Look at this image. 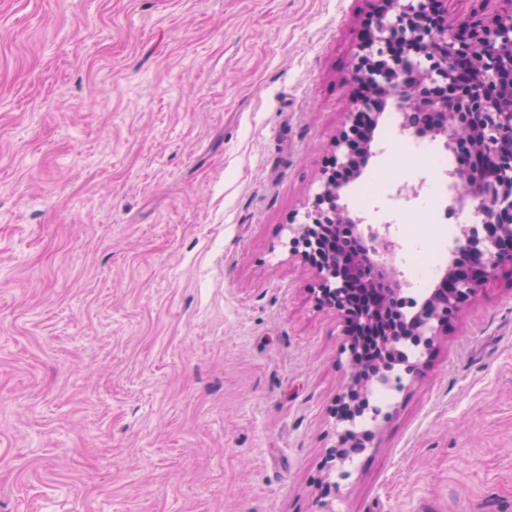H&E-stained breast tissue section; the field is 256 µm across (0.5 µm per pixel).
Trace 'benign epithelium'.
<instances>
[{"label": "benign epithelium", "mask_w": 512, "mask_h": 512, "mask_svg": "<svg viewBox=\"0 0 512 512\" xmlns=\"http://www.w3.org/2000/svg\"><path fill=\"white\" fill-rule=\"evenodd\" d=\"M371 21L361 34L354 66L357 90L350 123L336 135L334 156L323 172L322 189L303 224H290L293 243L339 235L341 248L321 259L301 252L323 280L321 302L346 323L352 367L346 392L382 380L397 346L409 337L429 347L439 330L499 267L512 265V0L490 18L471 16L448 26V0H375ZM401 113L402 129L429 135L463 156L450 172L454 195L448 208L466 201L481 217L483 238L462 229L452 259L433 289L417 302L415 314L385 330L381 355L368 363L357 352L355 330L395 313L403 289L391 267L395 247L391 225L374 228L350 215L342 203L348 184L336 172L358 177L374 156L378 118L386 107ZM422 113L431 125L411 117ZM365 432L349 435L330 459L344 462Z\"/></svg>", "instance_id": "7a95c632"}]
</instances>
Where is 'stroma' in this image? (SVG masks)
<instances>
[{
  "label": "stroma",
  "mask_w": 512,
  "mask_h": 512,
  "mask_svg": "<svg viewBox=\"0 0 512 512\" xmlns=\"http://www.w3.org/2000/svg\"><path fill=\"white\" fill-rule=\"evenodd\" d=\"M374 0H0V512H512V266L341 421L344 322L290 243ZM386 110L346 194L393 265L460 233ZM401 168L416 197L384 187ZM372 432L341 466L328 453Z\"/></svg>",
  "instance_id": "obj_1"
}]
</instances>
